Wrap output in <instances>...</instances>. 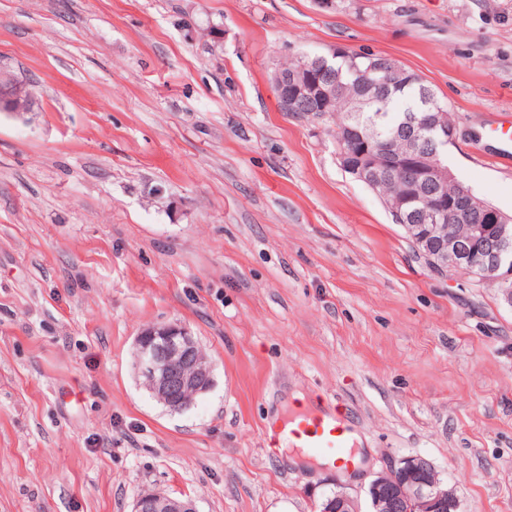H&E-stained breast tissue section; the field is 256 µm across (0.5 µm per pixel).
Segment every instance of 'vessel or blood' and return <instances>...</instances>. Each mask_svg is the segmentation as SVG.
<instances>
[{
    "label": "vessel or blood",
    "mask_w": 512,
    "mask_h": 512,
    "mask_svg": "<svg viewBox=\"0 0 512 512\" xmlns=\"http://www.w3.org/2000/svg\"><path fill=\"white\" fill-rule=\"evenodd\" d=\"M352 426L337 416L335 409L320 407L302 411L287 429L298 447L339 464L354 466Z\"/></svg>",
    "instance_id": "obj_1"
}]
</instances>
